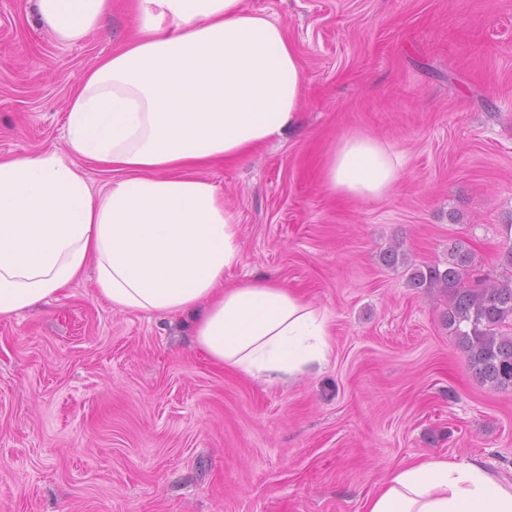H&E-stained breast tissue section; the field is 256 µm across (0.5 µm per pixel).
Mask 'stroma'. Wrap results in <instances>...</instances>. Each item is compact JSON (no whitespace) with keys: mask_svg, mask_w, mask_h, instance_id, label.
Segmentation results:
<instances>
[{"mask_svg":"<svg viewBox=\"0 0 512 512\" xmlns=\"http://www.w3.org/2000/svg\"><path fill=\"white\" fill-rule=\"evenodd\" d=\"M279 23L307 84L300 121L246 159L198 169L238 216L224 277L300 291L328 316L325 366L267 384L210 362L188 314L121 311L93 272L0 317V507L6 512H363L392 469L463 456L512 482V391L471 373L442 320L380 255L481 274L512 223V0H245ZM59 41L37 0H0V156L66 152L70 94L134 37ZM369 133L400 160L377 201L331 195L329 148Z\"/></svg>","mask_w":512,"mask_h":512,"instance_id":"1","label":"stroma"}]
</instances>
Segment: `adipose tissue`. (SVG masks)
<instances>
[{
    "label": "adipose tissue",
    "instance_id": "obj_1",
    "mask_svg": "<svg viewBox=\"0 0 512 512\" xmlns=\"http://www.w3.org/2000/svg\"><path fill=\"white\" fill-rule=\"evenodd\" d=\"M137 34L71 93L67 154L0 157V316L33 309L95 267L112 307L200 310L194 341L214 364L272 383L323 365L326 314L264 280L228 284L238 219L195 166L241 159L294 126L306 96L283 27L244 0H134ZM64 42L100 31L112 0H38ZM113 175L92 191L75 158ZM394 155L363 133L330 149L331 194L384 198ZM364 512H512V484L468 458L398 467Z\"/></svg>",
    "mask_w": 512,
    "mask_h": 512
}]
</instances>
